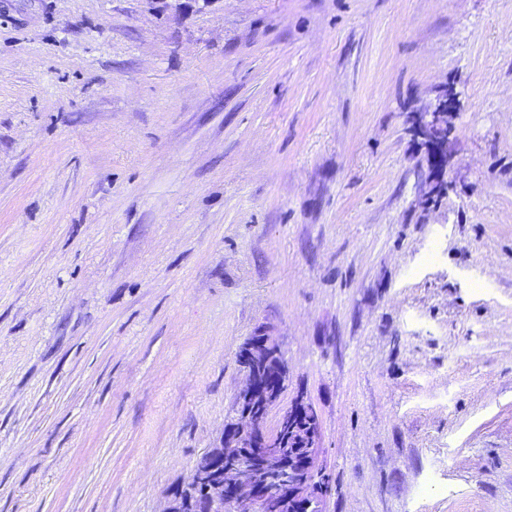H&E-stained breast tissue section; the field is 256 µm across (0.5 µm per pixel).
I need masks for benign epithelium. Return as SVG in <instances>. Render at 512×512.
<instances>
[{
    "instance_id": "1",
    "label": "benign epithelium",
    "mask_w": 512,
    "mask_h": 512,
    "mask_svg": "<svg viewBox=\"0 0 512 512\" xmlns=\"http://www.w3.org/2000/svg\"><path fill=\"white\" fill-rule=\"evenodd\" d=\"M419 136L440 143L448 133V105L420 113ZM240 366L244 388L224 424L223 449L202 454L189 484L203 489L209 512H243L242 492L249 494V512H323L314 482L320 476L316 456L320 422L316 410L298 398L267 429L270 409L288 385V362L267 331L243 347Z\"/></svg>"
}]
</instances>
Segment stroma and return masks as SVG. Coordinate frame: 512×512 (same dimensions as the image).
<instances>
[{
  "mask_svg": "<svg viewBox=\"0 0 512 512\" xmlns=\"http://www.w3.org/2000/svg\"><path fill=\"white\" fill-rule=\"evenodd\" d=\"M261 327L325 512H512V0H0V512H162ZM418 132L425 140L437 143L446 140L442 136L448 135V103H439L433 112H420Z\"/></svg>",
  "mask_w": 512,
  "mask_h": 512,
  "instance_id": "1",
  "label": "stroma"
}]
</instances>
